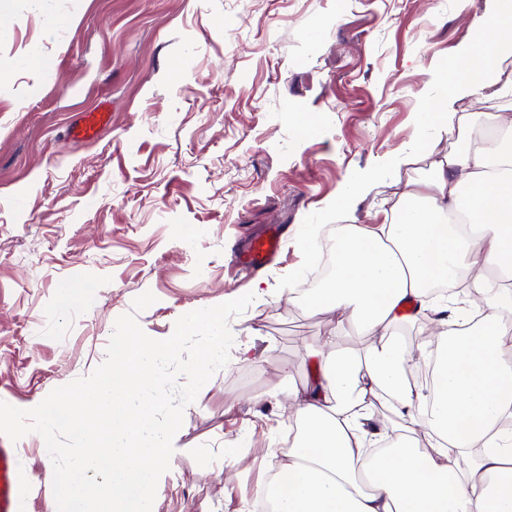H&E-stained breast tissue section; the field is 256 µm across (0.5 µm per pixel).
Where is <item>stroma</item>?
Instances as JSON below:
<instances>
[{
    "label": "stroma",
    "instance_id": "stroma-1",
    "mask_svg": "<svg viewBox=\"0 0 512 512\" xmlns=\"http://www.w3.org/2000/svg\"><path fill=\"white\" fill-rule=\"evenodd\" d=\"M489 0H0V401L30 409L105 359L116 319L171 336L182 315L254 292L231 360L184 409L153 512H254L294 421L266 395L310 380L312 351L368 339L299 291L344 182L379 171L343 224H371L434 156L395 169L425 82L473 46ZM75 26L46 31L43 16ZM40 69L24 65L31 50ZM111 113L90 143L84 112ZM319 125L301 133V118ZM288 228L277 261L239 274L231 247ZM263 401H256V394ZM22 457L20 512H57L42 437ZM248 466L235 464L238 454Z\"/></svg>",
    "mask_w": 512,
    "mask_h": 512
}]
</instances>
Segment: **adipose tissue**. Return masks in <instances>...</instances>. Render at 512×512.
<instances>
[{"instance_id": "adipose-tissue-1", "label": "adipose tissue", "mask_w": 512, "mask_h": 512, "mask_svg": "<svg viewBox=\"0 0 512 512\" xmlns=\"http://www.w3.org/2000/svg\"><path fill=\"white\" fill-rule=\"evenodd\" d=\"M476 44L431 73L417 134L388 163L433 155L438 131L470 147L435 158L379 225H336L333 275L302 298L371 342L360 352L325 342L314 385L272 387L296 428L287 491L259 490L273 512H512V430L502 425L512 416V118L454 109L512 86V0H492ZM429 312L448 335L398 340V324ZM407 363L433 364L431 393L409 383ZM382 391L394 416L385 425L374 420ZM420 427L431 453L414 442Z\"/></svg>"}]
</instances>
